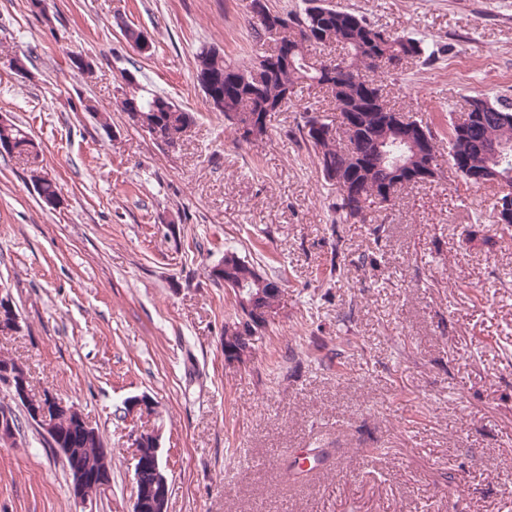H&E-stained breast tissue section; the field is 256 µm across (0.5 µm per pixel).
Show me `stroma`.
Here are the masks:
<instances>
[{"label":"stroma","instance_id":"obj_1","mask_svg":"<svg viewBox=\"0 0 512 512\" xmlns=\"http://www.w3.org/2000/svg\"><path fill=\"white\" fill-rule=\"evenodd\" d=\"M333 3L433 47V62L403 63L383 85L440 139L470 95L512 98V0ZM204 46L254 55L245 0H48L43 12L0 0V119L39 144L62 196L43 207L22 160L0 155V292L26 327L0 335V354L33 391L76 403L112 450L110 488L83 504L23 424L0 445V512H131L133 425L118 409L142 394L158 405L167 512H512V234L489 221L498 187L424 185L369 205L367 223H335L336 189L295 138L330 97L303 89L269 139L237 142L195 80ZM124 71L195 112L177 148L118 110ZM229 248L284 276L240 366L224 360L233 294L205 271ZM291 448L336 457L289 485Z\"/></svg>","mask_w":512,"mask_h":512}]
</instances>
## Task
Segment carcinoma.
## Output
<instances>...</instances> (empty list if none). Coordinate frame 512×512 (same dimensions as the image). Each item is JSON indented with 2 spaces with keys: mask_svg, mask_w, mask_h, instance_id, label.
Masks as SVG:
<instances>
[{
  "mask_svg": "<svg viewBox=\"0 0 512 512\" xmlns=\"http://www.w3.org/2000/svg\"><path fill=\"white\" fill-rule=\"evenodd\" d=\"M298 11L273 10L274 17H283L289 26L284 28L283 39L292 37V27H297L303 39L294 41L288 57L278 58V63L267 81L255 85L251 81L252 70L263 66L266 51L255 54L250 61L233 64L224 59V51L204 47L195 56L196 78L205 73L215 80L217 97L208 103L215 112H237L263 118V136L269 134V106L283 102L284 92L297 94V86L307 84L326 90L331 96L333 114H342L348 123L327 120L321 130L310 128L314 119L303 117L298 126L300 140L310 148L317 160L323 178L331 181L338 176L336 196L328 201L329 210L345 224H365L367 217L354 205L356 197L377 201L385 206L402 190L423 183H432L442 177L438 167L437 136L429 124H420L415 130L427 136L428 163L412 178L396 180L392 161L404 151L402 141L383 138L392 131L396 110L391 108L377 80L363 74L383 69L393 58L423 59L431 61L435 51L422 39L390 34L373 26L359 14L346 11L329 3V0H303ZM341 45L348 54L343 58L312 60L310 48ZM124 84L118 101L120 111L127 117L138 116L133 126L143 130L154 129L163 136L174 137L195 123V115L159 94H144L135 74L121 72ZM467 103L478 108L481 119L467 129L451 123L448 136V159L474 155L477 146L484 142L502 141L508 144L501 159L492 162L498 173L507 176L512 188V99L498 97L491 101L481 94L469 97ZM0 146L5 153L26 158L29 180L43 206L57 207L61 191L55 180L39 167L37 147L28 134L10 121L0 122ZM224 255L232 257L230 270L225 272L244 284L245 292L264 289L269 306L279 304L276 293L282 278L276 272L259 273V269L233 250ZM260 275L262 286L252 280ZM22 331L17 308L0 304V334L13 335ZM60 438L46 442L49 448H81L85 461L92 467L112 470V449L105 447L102 436L95 428L82 434L71 425L61 424Z\"/></svg>",
  "mask_w": 512,
  "mask_h": 512,
  "instance_id": "obj_1",
  "label": "carcinoma"
}]
</instances>
